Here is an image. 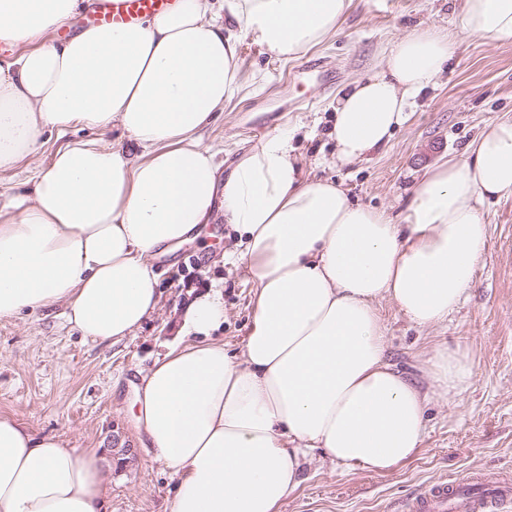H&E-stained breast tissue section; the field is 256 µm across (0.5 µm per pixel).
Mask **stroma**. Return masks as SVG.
<instances>
[{"label":"stroma","instance_id":"stroma-1","mask_svg":"<svg viewBox=\"0 0 512 512\" xmlns=\"http://www.w3.org/2000/svg\"><path fill=\"white\" fill-rule=\"evenodd\" d=\"M420 24L453 31L448 0H353L333 39L290 61L270 55L253 38L242 39L239 65L257 80L216 115L203 133L204 144L230 163L266 132L293 129L294 146L319 176L343 183L355 201L398 213L428 167L460 152L484 123L512 115V40L495 46L470 41L437 85L416 99L387 148L353 166L329 167L330 104L337 90L372 73L384 51ZM310 63L319 65L323 81L302 77ZM120 138L116 129L43 132L38 153L0 172V195H30L33 169L47 165L69 142ZM483 213L484 259L473 287L448 319L421 328L393 302L378 305L388 362L431 395L423 446L386 474L347 468L312 451L300 464L299 487L276 512H400L444 479L512 476V198L486 205ZM198 232L176 253L156 260L160 307L135 336L113 345L83 339L58 307L0 319V415L12 416L36 436L109 456L108 512H168L176 481L142 444L135 387L141 371L178 343L183 309L194 293L222 286L224 324L218 335L230 351L240 348L249 331L254 286L232 258L240 250L238 233L225 224L219 207ZM456 345L471 359L474 376L450 404L433 395L426 359L434 347ZM117 444L131 448L129 459L113 454Z\"/></svg>","mask_w":512,"mask_h":512}]
</instances>
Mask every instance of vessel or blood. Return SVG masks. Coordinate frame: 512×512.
I'll return each mask as SVG.
<instances>
[{"label":"vessel or blood","instance_id":"1","mask_svg":"<svg viewBox=\"0 0 512 512\" xmlns=\"http://www.w3.org/2000/svg\"><path fill=\"white\" fill-rule=\"evenodd\" d=\"M176 0H100L90 18L93 26L124 27L169 11ZM512 506V481L492 482L480 496L461 494L456 482L439 481L407 502L403 512H504Z\"/></svg>","mask_w":512,"mask_h":512}]
</instances>
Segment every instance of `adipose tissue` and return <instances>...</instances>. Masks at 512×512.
I'll list each match as a JSON object with an SVG mask.
<instances>
[{"label":"adipose tissue","instance_id":"1","mask_svg":"<svg viewBox=\"0 0 512 512\" xmlns=\"http://www.w3.org/2000/svg\"><path fill=\"white\" fill-rule=\"evenodd\" d=\"M84 0H0V170L74 125L123 141L58 148L33 171L30 197L0 199V318L63 304L83 338L118 342L158 309L152 260L190 240L215 204L246 239L255 286L240 353L212 334L220 288L197 292L184 342L141 377L139 415L176 479L169 512H276L319 449L347 467L388 472L421 448L428 396L386 360L376 308L443 321L472 288L488 226L483 208L512 196V118L487 123L432 166L406 210L352 200L307 171L292 136L268 132L227 174L201 131L244 88L238 40L292 60L335 37L352 0H179L121 30L56 33ZM456 26L419 27L377 72L336 93L330 136L345 166L385 146L459 45L512 40V0H454ZM454 402L474 375L465 352L428 358ZM102 457L36 437L0 416V512H106Z\"/></svg>","mask_w":512,"mask_h":512}]
</instances>
